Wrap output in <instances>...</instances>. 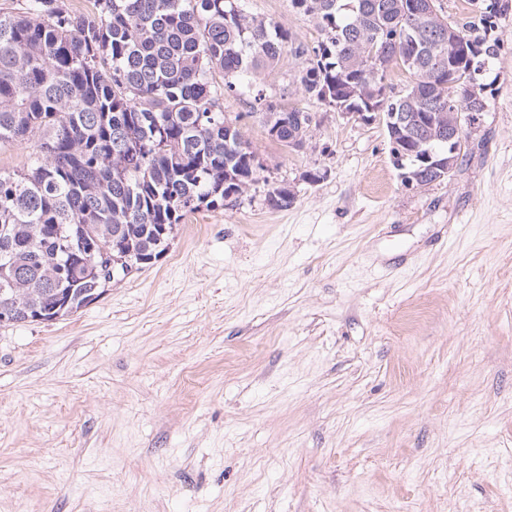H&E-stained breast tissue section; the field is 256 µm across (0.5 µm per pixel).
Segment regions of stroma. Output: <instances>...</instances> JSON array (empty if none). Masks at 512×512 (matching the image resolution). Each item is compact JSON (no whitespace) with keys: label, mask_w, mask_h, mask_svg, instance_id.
Instances as JSON below:
<instances>
[{"label":"stroma","mask_w":512,"mask_h":512,"mask_svg":"<svg viewBox=\"0 0 512 512\" xmlns=\"http://www.w3.org/2000/svg\"><path fill=\"white\" fill-rule=\"evenodd\" d=\"M487 112L448 180L405 188L381 121L315 115L153 265L51 322L0 326V512H512V0ZM297 42L290 0H245ZM317 181L306 180L307 172ZM295 194L265 202L272 185Z\"/></svg>","instance_id":"35a3bbf8"}]
</instances>
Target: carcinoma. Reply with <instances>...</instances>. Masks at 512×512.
<instances>
[{"label":"carcinoma","instance_id":"obj_1","mask_svg":"<svg viewBox=\"0 0 512 512\" xmlns=\"http://www.w3.org/2000/svg\"><path fill=\"white\" fill-rule=\"evenodd\" d=\"M426 0H290L321 41L308 49L243 0H94L90 12L67 0H23L0 8V147L29 142L23 171L0 172L3 278L33 293L47 317L69 316L100 292L101 248L133 250L140 266L162 255L176 226L252 184L251 150L224 126V93L248 92L269 113L267 134L287 147L301 139L307 113L267 99L256 77L285 52L305 58L298 82L338 112H411L417 129L435 113L465 106L501 46L493 37L508 5L469 0L472 15L448 23ZM468 52L448 57V26ZM443 77L431 78L434 67ZM398 68L410 84L388 91ZM222 74V82L212 73ZM412 97L414 106L403 99ZM397 134L403 161L427 167L411 137ZM293 203L284 186L266 197ZM168 232L159 235V229Z\"/></svg>","mask_w":512,"mask_h":512}]
</instances>
